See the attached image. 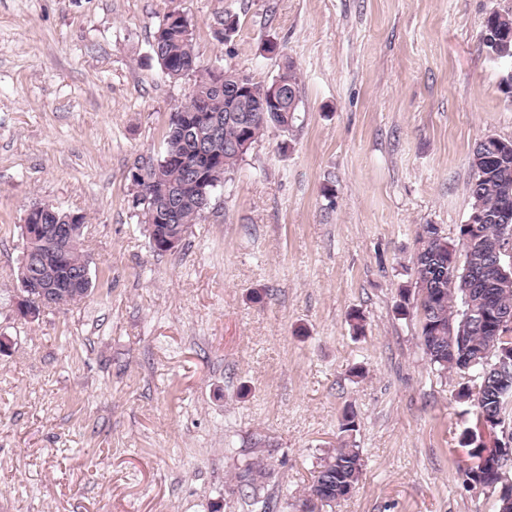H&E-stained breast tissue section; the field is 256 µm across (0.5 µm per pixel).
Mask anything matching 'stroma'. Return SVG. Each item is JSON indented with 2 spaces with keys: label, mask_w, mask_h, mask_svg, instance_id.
I'll list each match as a JSON object with an SVG mask.
<instances>
[{
  "label": "stroma",
  "mask_w": 512,
  "mask_h": 512,
  "mask_svg": "<svg viewBox=\"0 0 512 512\" xmlns=\"http://www.w3.org/2000/svg\"><path fill=\"white\" fill-rule=\"evenodd\" d=\"M172 8L200 68L289 65L300 101L159 254L128 174L194 83L152 49ZM493 12L512 0H0V512H251L241 458L298 512L347 408L365 466L321 512H494L463 481L461 377L432 372L396 309L422 226L455 241L468 220L476 142L512 140ZM36 201L84 215L92 292L31 321Z\"/></svg>",
  "instance_id": "obj_1"
}]
</instances>
